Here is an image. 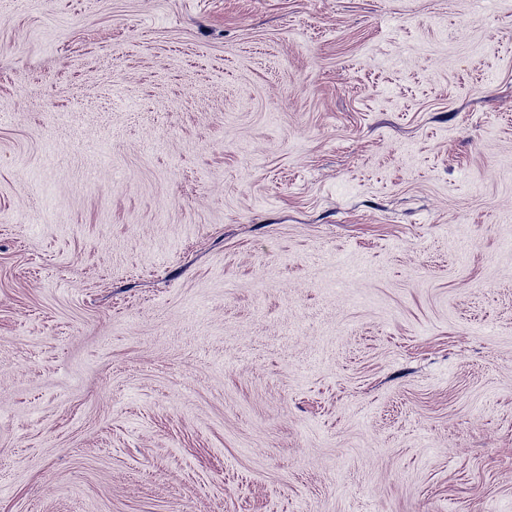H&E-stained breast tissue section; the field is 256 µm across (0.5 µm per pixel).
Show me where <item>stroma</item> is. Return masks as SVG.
I'll return each mask as SVG.
<instances>
[{
	"mask_svg": "<svg viewBox=\"0 0 512 512\" xmlns=\"http://www.w3.org/2000/svg\"><path fill=\"white\" fill-rule=\"evenodd\" d=\"M0 512H512V0H0Z\"/></svg>",
	"mask_w": 512,
	"mask_h": 512,
	"instance_id": "1",
	"label": "stroma"
}]
</instances>
